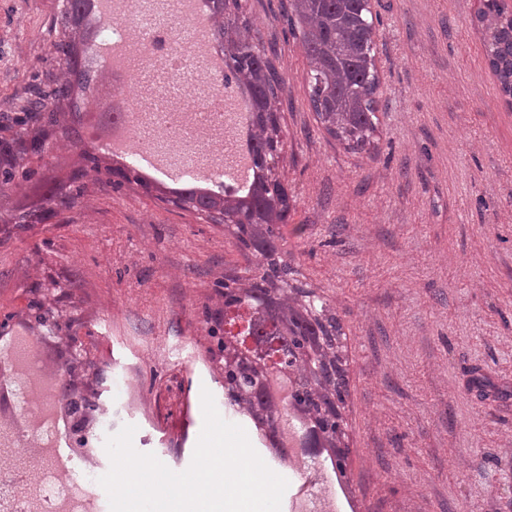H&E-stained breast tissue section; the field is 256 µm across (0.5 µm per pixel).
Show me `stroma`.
<instances>
[{"label": "stroma", "instance_id": "35a3bbf8", "mask_svg": "<svg viewBox=\"0 0 512 512\" xmlns=\"http://www.w3.org/2000/svg\"><path fill=\"white\" fill-rule=\"evenodd\" d=\"M287 0H242L285 82L280 176L291 210L282 257L328 299L342 326L349 455L342 512H512V105L488 67L478 0H371L380 119L369 150L319 130L306 59L284 18ZM54 0H0V141L33 90H49ZM79 183L78 149L50 141L16 153L20 176L0 192V320L36 336L62 370L56 393L107 414L70 430L86 437L81 478L110 459L98 435L136 426L135 449L186 470L203 426L202 390L249 432L287 479L281 512L314 466L273 457L251 420L224 403L211 316L224 278L255 259L228 228L108 184ZM36 224H14L17 210ZM126 394L114 398L113 383Z\"/></svg>", "mask_w": 512, "mask_h": 512}]
</instances>
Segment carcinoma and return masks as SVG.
I'll return each instance as SVG.
<instances>
[{
  "label": "carcinoma",
  "mask_w": 512,
  "mask_h": 512,
  "mask_svg": "<svg viewBox=\"0 0 512 512\" xmlns=\"http://www.w3.org/2000/svg\"><path fill=\"white\" fill-rule=\"evenodd\" d=\"M85 2L62 0L58 5L51 46L62 80L27 101V111L38 123L28 144L36 151L63 138L80 149L86 165L99 169V156L74 137L84 118L82 100L91 92L86 86L75 93V82L83 77L84 46L95 28L83 13ZM205 2L207 22L232 74L224 78V86L235 84L250 114L248 138L256 173L245 192L225 187L212 195L192 189L188 181L162 194L180 208L232 226L237 247L258 258L250 277H224V308L212 316L209 335L218 338L224 353L225 404L243 411L273 450L279 447L282 419L294 415L317 455L343 475L340 444L347 424L340 411L341 327L324 297L290 282L292 269L279 246V228L288 223L290 210L277 172L282 151L277 113L285 86L261 42L243 37L248 21L240 0ZM475 18L489 66L511 100L512 11L504 0H479ZM376 21L369 0H288V30L307 61L305 82L318 127L353 152L371 145L378 131ZM112 173L130 184L152 186L127 166H116ZM273 378L288 384V397L280 399L273 392ZM69 408L79 416L101 410L76 394Z\"/></svg>",
  "instance_id": "cac0c4a2"
}]
</instances>
